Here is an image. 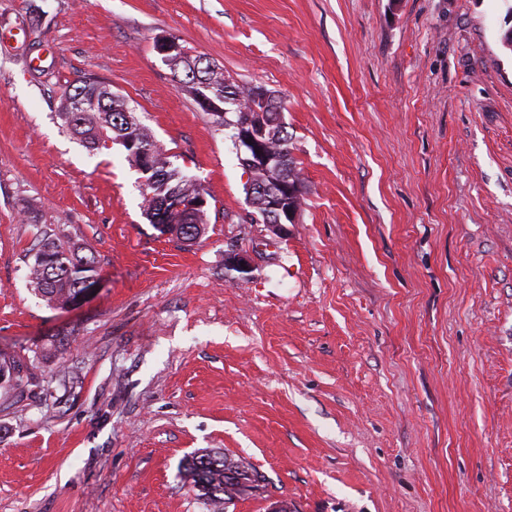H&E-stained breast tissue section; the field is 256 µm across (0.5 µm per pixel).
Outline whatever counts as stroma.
<instances>
[{
	"label": "stroma",
	"instance_id": "stroma-1",
	"mask_svg": "<svg viewBox=\"0 0 512 512\" xmlns=\"http://www.w3.org/2000/svg\"><path fill=\"white\" fill-rule=\"evenodd\" d=\"M511 28L503 0H0V356L29 376L0 383V512H207L205 449L266 478L227 512H512ZM162 34L280 100L282 234ZM89 75L205 187L196 242L149 223L120 144L63 131ZM24 209L99 258L96 295L34 293ZM154 48L162 56L166 65L173 67L187 54L186 48L171 35H163L156 39Z\"/></svg>",
	"mask_w": 512,
	"mask_h": 512
}]
</instances>
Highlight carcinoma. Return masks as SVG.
Masks as SVG:
<instances>
[{
    "mask_svg": "<svg viewBox=\"0 0 512 512\" xmlns=\"http://www.w3.org/2000/svg\"><path fill=\"white\" fill-rule=\"evenodd\" d=\"M174 77L182 90L199 102L205 95L219 109L208 112L213 122L224 128H235L243 117V101L247 100L252 84L239 83L224 73V67L209 59L194 55L184 59ZM256 107L270 119L265 141L271 145L277 158L280 174L304 184L301 169L293 156L291 138L286 126L279 123L281 106L275 98ZM58 117L63 128L90 150L109 148L119 142L127 152L129 163L140 168L143 157L149 158L150 172L142 175L144 212L157 230L178 240L191 242L204 233L208 224L207 209L180 210L205 193L197 179L184 174L174 166L171 155L156 140L150 128L143 125L126 99L112 92L110 85L95 77H87L72 85L61 97ZM246 201L254 212L268 211L269 200L257 190H245ZM33 262L29 265V282L33 290L48 305L64 308L75 303L100 276L101 267L95 255L82 254V248L66 242L47 231L31 249ZM72 336L58 334L47 339L39 356L51 359L70 347ZM233 471L236 478L227 481L224 471ZM183 474L198 491V497L209 512H225L228 504L256 492L262 487L264 476L249 462L226 454L196 453L183 463Z\"/></svg>",
    "mask_w": 512,
    "mask_h": 512,
    "instance_id": "carcinoma-1",
    "label": "carcinoma"
}]
</instances>
